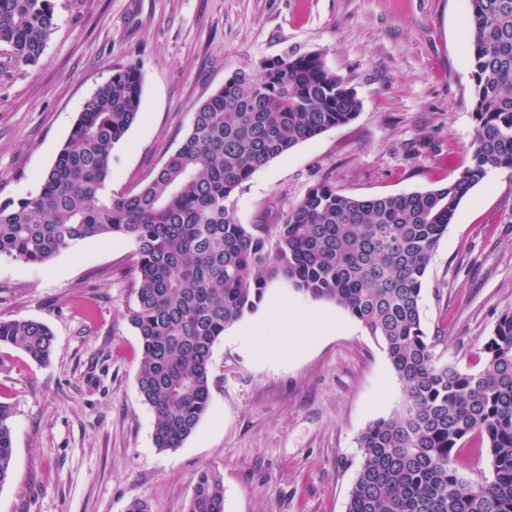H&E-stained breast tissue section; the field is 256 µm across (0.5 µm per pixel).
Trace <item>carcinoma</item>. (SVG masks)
I'll return each mask as SVG.
<instances>
[{
	"label": "carcinoma",
	"mask_w": 512,
	"mask_h": 512,
	"mask_svg": "<svg viewBox=\"0 0 512 512\" xmlns=\"http://www.w3.org/2000/svg\"><path fill=\"white\" fill-rule=\"evenodd\" d=\"M470 2L477 128L469 163L445 186L365 198L322 181L276 224L238 222L235 195L259 168L358 114L356 93L313 53L233 75L148 180L115 194L112 150L142 93L139 68H119L85 102L40 191L0 202V257L42 264L84 239L136 244L128 317L155 447L179 448L194 433L210 405L215 344L284 280L360 321L403 388L401 411L358 438L346 512H512V312L475 370L438 364L420 315L428 265L460 204L490 171L512 175V0ZM54 29L53 0H0V48L13 67L35 65ZM2 344L46 364L53 335L39 321L0 318ZM12 416L0 401V485L12 473ZM471 440L490 465L477 481L457 468ZM186 512H224L218 472L198 474Z\"/></svg>",
	"instance_id": "obj_1"
}]
</instances>
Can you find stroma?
<instances>
[{
	"mask_svg": "<svg viewBox=\"0 0 512 512\" xmlns=\"http://www.w3.org/2000/svg\"><path fill=\"white\" fill-rule=\"evenodd\" d=\"M57 27L36 65L0 53V202L37 193L85 101L113 71L143 73L140 114L112 152V190L137 189L173 153L197 106L264 60L321 54L361 102L357 117L257 170L235 198L243 224H271L320 181L376 197L448 184L475 138L470 0H53ZM132 240L91 238L52 260L0 258V318L54 335L50 363L0 345L14 467L0 512H186L198 473L224 480V512H345L372 421L402 404L380 342L336 304L271 283L266 298L334 321L270 329L275 353L225 330L208 411L181 448L153 443L137 386ZM512 312V175L465 198L423 280L420 313L439 363L474 365Z\"/></svg>",
	"mask_w": 512,
	"mask_h": 512,
	"instance_id": "35a3bbf8",
	"label": "stroma"
}]
</instances>
